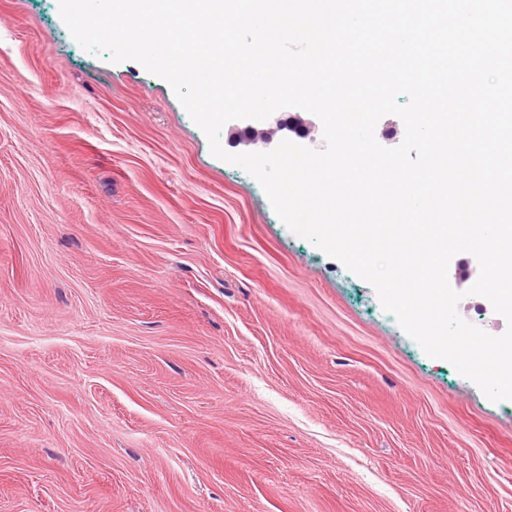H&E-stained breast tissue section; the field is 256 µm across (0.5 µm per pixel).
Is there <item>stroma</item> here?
Instances as JSON below:
<instances>
[{
	"label": "stroma",
	"instance_id": "35a3bbf8",
	"mask_svg": "<svg viewBox=\"0 0 512 512\" xmlns=\"http://www.w3.org/2000/svg\"><path fill=\"white\" fill-rule=\"evenodd\" d=\"M449 264L460 316L508 324ZM0 512H512V401L214 157L169 84L0 0Z\"/></svg>",
	"mask_w": 512,
	"mask_h": 512
}]
</instances>
